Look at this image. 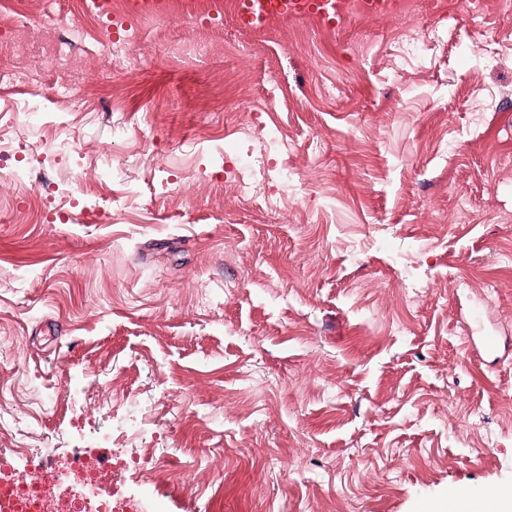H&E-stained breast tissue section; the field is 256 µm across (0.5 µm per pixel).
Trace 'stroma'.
Wrapping results in <instances>:
<instances>
[{
  "instance_id": "35a3bbf8",
  "label": "stroma",
  "mask_w": 512,
  "mask_h": 512,
  "mask_svg": "<svg viewBox=\"0 0 512 512\" xmlns=\"http://www.w3.org/2000/svg\"><path fill=\"white\" fill-rule=\"evenodd\" d=\"M55 9L57 71L0 30L12 81L76 96L0 123L5 164L67 191L0 183V415L21 420L0 457L70 461L132 396L143 437L108 448L153 472L117 482L152 512H442L512 488V14L306 19L250 51L229 16L205 49L189 19L165 44L142 20L120 67L74 0ZM274 131L291 177L268 208L227 178Z\"/></svg>"
}]
</instances>
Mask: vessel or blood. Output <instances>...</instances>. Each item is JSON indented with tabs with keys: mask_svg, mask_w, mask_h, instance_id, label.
Returning <instances> with one entry per match:
<instances>
[{
	"mask_svg": "<svg viewBox=\"0 0 512 512\" xmlns=\"http://www.w3.org/2000/svg\"><path fill=\"white\" fill-rule=\"evenodd\" d=\"M342 0H236L235 21L244 30L261 27L274 17H318L332 28L342 21Z\"/></svg>",
	"mask_w": 512,
	"mask_h": 512,
	"instance_id": "vessel-or-blood-1",
	"label": "vessel or blood"
}]
</instances>
